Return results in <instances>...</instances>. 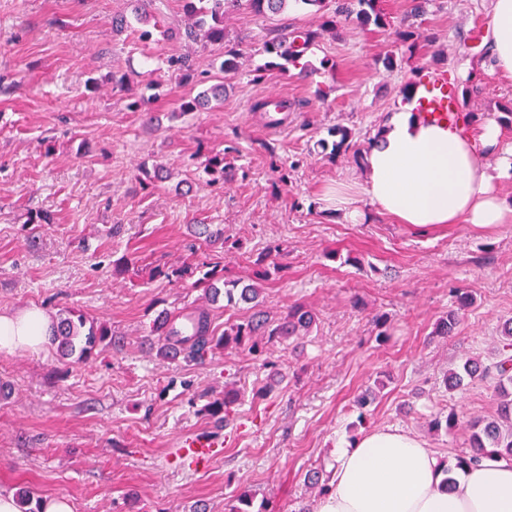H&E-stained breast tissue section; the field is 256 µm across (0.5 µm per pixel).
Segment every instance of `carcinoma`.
<instances>
[{
	"label": "carcinoma",
	"mask_w": 512,
	"mask_h": 512,
	"mask_svg": "<svg viewBox=\"0 0 512 512\" xmlns=\"http://www.w3.org/2000/svg\"><path fill=\"white\" fill-rule=\"evenodd\" d=\"M288 0H183L185 14L189 23L185 28L187 37L205 47L211 43L224 41V15L240 10H250L259 14H279L284 11ZM379 0H336V8L332 15L324 17L321 29L331 30L336 27V18L345 21L357 20L363 24L369 22L384 28L388 25L387 18L378 8ZM319 38V33L310 29H290L280 36L264 43V53L272 57L267 63L269 68L286 69L293 66L307 53L308 49ZM239 51L227 50L224 57L215 63L217 78L222 79L238 70ZM167 71L179 78L189 81L194 78L192 65L186 56H171L165 60ZM224 98V83L210 86L199 95L183 101L181 113L188 114L209 105L213 101ZM204 173L213 182L224 183L231 180L232 168L224 163V153L212 152L205 160ZM199 272L195 287H202L206 293H217V283L224 280L222 259L206 254L193 266L183 268H157L155 272L167 279L178 282L185 276ZM184 320L194 324L195 330L189 331L176 323V320L162 316L153 325V333L157 340L153 342L157 354L164 359L182 358L188 362L202 363L212 351L228 347L249 346L254 350L258 346V338L267 337V341L276 339H299L304 336L315 322L311 311L302 305H294L288 309L282 321L272 327L261 314H255L243 324H233L217 336L211 328L209 313L194 311ZM459 322L458 312L448 311V315L438 321L434 335L450 336ZM502 335L507 343L498 352L495 360L489 364L479 359H469L463 365V373L451 371L445 378L451 390L463 386L464 379L469 378L483 383L499 400L497 417L490 420H475L470 424L471 453L456 458L454 467H443L446 481L454 482L453 472L466 465L476 464L481 459L497 456L512 460V392L507 391L505 384L512 385V320L502 327ZM57 343L59 356L67 359L75 354L82 360L99 347L116 345L115 334L104 323L88 320L84 315L69 311L56 321L52 334ZM237 401L234 390L224 391V398L211 402L207 412L212 417H221L230 412ZM254 494L242 488L228 500L225 512H249Z\"/></svg>",
	"instance_id": "obj_1"
}]
</instances>
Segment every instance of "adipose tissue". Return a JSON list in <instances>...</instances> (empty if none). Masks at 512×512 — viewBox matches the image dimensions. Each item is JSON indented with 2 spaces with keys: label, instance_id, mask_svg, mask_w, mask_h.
Masks as SVG:
<instances>
[{
  "label": "adipose tissue",
  "instance_id": "adipose-tissue-1",
  "mask_svg": "<svg viewBox=\"0 0 512 512\" xmlns=\"http://www.w3.org/2000/svg\"><path fill=\"white\" fill-rule=\"evenodd\" d=\"M486 40L495 69L512 78V0H491ZM497 121L477 138L421 119L404 104L364 153L360 196L336 187L328 197L350 221L367 199L398 223L429 231L466 222L512 223V202L497 185L512 179V148L502 149ZM53 322L40 307L0 311V352H46ZM317 512H512V462L486 460L446 486L435 452L413 432L380 427L336 450L329 492Z\"/></svg>",
  "mask_w": 512,
  "mask_h": 512
}]
</instances>
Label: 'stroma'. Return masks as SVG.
<instances>
[{"instance_id":"35a3bbf8","label":"stroma","mask_w":512,"mask_h":512,"mask_svg":"<svg viewBox=\"0 0 512 512\" xmlns=\"http://www.w3.org/2000/svg\"><path fill=\"white\" fill-rule=\"evenodd\" d=\"M134 5L0 0V311L72 310L123 339L86 360L53 347L0 353V491L64 497L73 512H224L245 487L255 512L268 501L276 512H314L308 473L331 481L337 447L361 431H411L450 462L469 453V421L496 417L497 401L480 383L446 389L444 376L471 358L490 362L501 346L512 317V224L422 234L364 200L354 224L326 195L364 181L361 151L398 111L404 82L446 72L468 137L503 120L512 81L462 49L486 27L490 0H428L417 18L412 0H381L385 29L341 20L324 31L308 7L271 18L241 10L225 15L223 43L207 47L186 38L182 0H153L161 32L140 42ZM409 17L421 35L412 48L394 36ZM288 25L320 36L303 67L267 68L263 45ZM232 46L242 55L223 103L181 115ZM171 55L190 58L195 81L162 69ZM325 58L335 70L322 69ZM474 71L479 90L468 95ZM133 94L150 97L148 113L129 109ZM272 97L292 105L277 130L253 109ZM340 129L352 149L334 151ZM213 149L224 150L231 181L208 184ZM158 167L165 180H148ZM39 213L51 222L33 245L27 224ZM200 224L221 226L223 243L205 244ZM196 252L223 256L225 284L257 288L255 305L152 277ZM294 304L313 312L310 332L257 354L220 350L197 365L149 346L166 312L208 308L220 332L256 310L279 323ZM452 309L454 334L434 336ZM228 387L239 401L224 428L204 408ZM368 391L375 398L359 410L354 401ZM438 413L457 415L460 427L431 430ZM196 431L232 436L202 472L175 457L178 439Z\"/></svg>"}]
</instances>
